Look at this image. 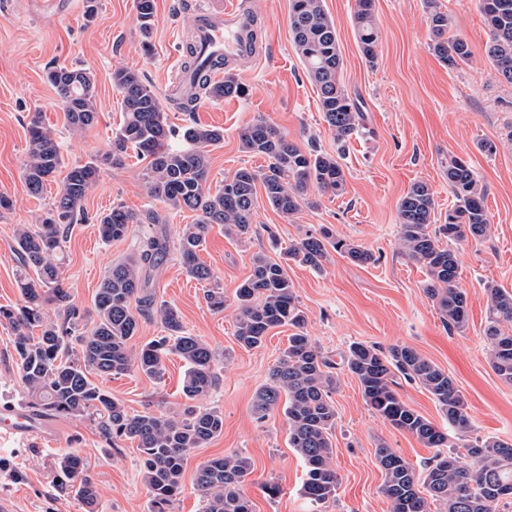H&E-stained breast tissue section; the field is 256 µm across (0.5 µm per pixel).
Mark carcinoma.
I'll return each mask as SVG.
<instances>
[{
	"instance_id": "carcinoma-1",
	"label": "carcinoma",
	"mask_w": 512,
	"mask_h": 512,
	"mask_svg": "<svg viewBox=\"0 0 512 512\" xmlns=\"http://www.w3.org/2000/svg\"><path fill=\"white\" fill-rule=\"evenodd\" d=\"M134 6L140 31L147 38L154 25V0H134ZM426 8L437 37L435 54L451 65L468 61V44L447 37L448 14L440 11L436 0H426ZM479 8L491 34L486 57L499 75L512 83V0H479ZM355 23L360 51L372 62L379 44L373 0H358ZM289 28L298 59L317 88L322 119L343 148L362 131L364 114L343 83L336 26L326 14L323 0H290ZM46 79L57 92L72 132L79 134L98 122L91 70L55 66L47 71ZM112 86L121 96L122 122L112 132L108 150L70 167L62 189L38 223L19 224L14 230V249L22 261V305L0 306V322L13 332L27 407L50 417L87 418L109 447L120 440L137 444L152 512H169L183 492L190 452L206 447L224 430L220 411L193 404L215 385L214 353L205 341L185 330L175 306L155 299L151 274L170 252L163 235L143 238L134 255L106 272L94 296L93 327L83 331L84 313L71 303L61 269L64 244L83 203L102 169L121 168L130 154H135L145 161L142 187L150 198L163 204V211L136 214L118 204L98 217L102 241L124 238L133 224H164L168 212L190 211L196 214V223L183 228L176 250L186 273L207 281L213 273L200 261V247L215 225L237 240L252 234L257 188L264 190L271 208L290 216L299 210L304 192L312 187L336 195L345 191L346 175L336 156L301 150L258 115L239 128V146L245 153L267 158V167H242L213 190L208 183L211 151L224 142V130L194 120L182 126L171 124L153 86L132 68H115ZM245 93L244 85L232 73L208 88L213 100ZM175 139L184 148L173 147ZM26 144L25 182L29 193L37 196L62 168V155L53 132L37 114L28 123ZM445 174L454 205L444 223H438L431 186L417 180L398 203V246L425 270L426 293L446 323L462 329L468 311L466 296L456 287L458 258L452 249L442 247L440 240L482 237L490 221L485 189L467 162L450 158ZM331 249L357 264L374 261L370 250L337 238L328 228L318 236L307 233L294 241L287 256L321 271ZM486 296L490 364L502 381L512 384V293L489 286ZM235 297L234 337L242 347H261L273 328L294 329L268 382L256 391L253 407L262 418L285 401L288 444L305 467L302 494L311 502L324 503L336 494L339 483L332 465L336 408L330 399L335 385L331 363L304 331L305 315L282 263L263 253L255 255L252 274L236 288ZM52 307L54 316L49 314ZM152 318L160 321L165 335L134 349L130 340L138 332L139 320ZM35 330L39 334H33ZM171 355L185 364L181 391L189 404L178 416L153 411L132 414L122 401L89 379L93 372L122 375L133 369L159 379L165 359ZM342 361L358 380L373 411L425 447L437 449L420 475L392 449H377L384 475L382 493L390 512H429L430 498L441 502L444 512H495L500 500L512 498V443L491 438L459 445L406 405L394 389L396 371L419 383L436 400L448 426L463 433L469 427L467 405L448 373L405 345L394 346L385 354L374 345L354 343ZM57 468L66 482L76 484L75 494L88 512H95L96 481L81 455L74 451L60 457ZM251 472L249 458L235 452L201 463L195 471L194 488L205 503L204 512H253L244 491Z\"/></svg>"
}]
</instances>
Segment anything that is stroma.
<instances>
[{
  "mask_svg": "<svg viewBox=\"0 0 512 512\" xmlns=\"http://www.w3.org/2000/svg\"><path fill=\"white\" fill-rule=\"evenodd\" d=\"M194 2L155 0L154 26L147 38L152 49L147 52L134 0H100L99 15L91 22L84 15V0H61L57 11L40 9L28 0H0V194L12 201L10 209H0V306L21 300L15 228L35 223L64 179L56 174L40 196L29 194L24 180L26 127L33 115H40L54 132L68 167L105 152L121 116L120 97L111 81L115 68L138 70L156 89L171 123L179 126L193 119L223 128L224 142L211 153V186L222 185L238 168L263 166V158L241 151L237 137L238 128L259 114L302 150L339 153L347 179L342 195L309 190L307 204L290 217L259 202L254 233L243 243L213 228L199 253L213 273L211 281L189 277L174 257L151 275L156 298L176 306L186 330L214 351L217 383L198 404L224 414L222 434L189 456L184 491L171 512H203V500L194 488L196 468L232 452L252 463L244 491L254 512H389L377 448L394 449L419 473L435 451L392 427L366 404L358 381L340 365L351 344H374L385 351L396 345L414 348L448 373L465 398L470 419L465 439L494 437L512 443V384L503 383L492 370L484 337L485 284L512 293V83L485 55L489 29L477 0H437L450 19L451 35L462 37L472 52L468 62L455 66L432 50L426 0H374L380 38L372 62L358 46L357 0H323L338 34L343 82L358 97L364 114L362 133L341 153L318 109L317 89L294 51L289 0H256L263 51L233 68L246 88L244 96L205 98L189 111L172 104L169 74L184 60L196 21ZM61 64L88 68L96 80L100 117L78 135L69 130L57 93L46 80L47 71ZM450 155L466 160L485 187L490 219L485 237L450 244L458 257L456 283L467 296L468 322L462 330L448 328L424 290L425 271L397 244V204L412 182L431 184L437 213L453 206L442 168ZM142 169L133 156L122 168L103 169L83 204L86 220L68 234L64 274L72 301L83 309H91L105 273L133 254L141 238L160 231L174 242L195 220L192 212H173L166 224H135L124 239L102 242L98 214L116 204L134 212L155 207L142 189ZM324 226L371 250L374 262L356 264L335 252L319 272L285 260L293 241ZM259 252L283 260L306 316L305 331L335 365L337 384L330 396L336 426L331 440L339 484L335 496L317 507L301 493L304 464L288 445L283 407L262 417L253 410L254 395L266 383L292 329H273L259 349L243 348L234 338L235 291L250 277L252 258ZM213 287L224 291L223 312L211 311L206 302V292ZM183 373V362L173 356L158 380L136 372L95 374L91 380L129 412L174 416L185 404ZM24 392L12 331L0 324V409L20 407ZM56 425L58 435L50 440L0 442V502H11L17 512H86L75 493L58 486L55 460L74 450L97 482L98 512H151L134 444L105 445L93 423L81 417H61ZM269 481L280 486L273 499L263 490Z\"/></svg>",
  "mask_w": 512,
  "mask_h": 512,
  "instance_id": "1",
  "label": "stroma"
}]
</instances>
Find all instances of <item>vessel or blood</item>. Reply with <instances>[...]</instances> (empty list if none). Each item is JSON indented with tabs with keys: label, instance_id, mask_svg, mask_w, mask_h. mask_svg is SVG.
<instances>
[{
	"label": "vessel or blood",
	"instance_id": "vessel-or-blood-1",
	"mask_svg": "<svg viewBox=\"0 0 512 512\" xmlns=\"http://www.w3.org/2000/svg\"><path fill=\"white\" fill-rule=\"evenodd\" d=\"M254 26V14L246 0H232L230 6L217 10L198 6L194 38L198 69L193 73L176 71L173 90L183 96L193 95L198 78L216 81L226 66L255 52ZM53 430L49 418L26 410L0 416V439L48 437Z\"/></svg>",
	"mask_w": 512,
	"mask_h": 512
}]
</instances>
